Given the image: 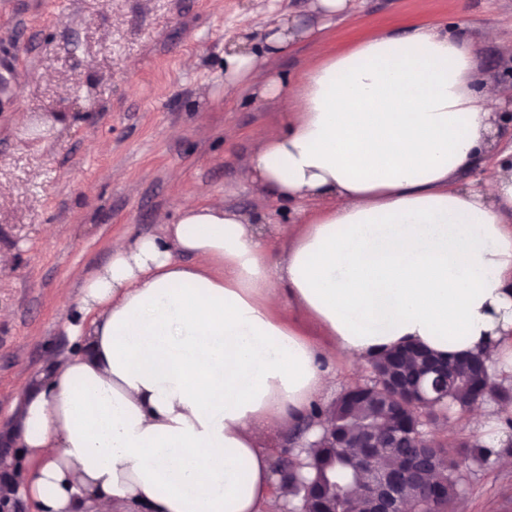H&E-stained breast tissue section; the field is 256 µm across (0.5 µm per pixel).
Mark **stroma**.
I'll use <instances>...</instances> for the list:
<instances>
[{
  "mask_svg": "<svg viewBox=\"0 0 512 512\" xmlns=\"http://www.w3.org/2000/svg\"><path fill=\"white\" fill-rule=\"evenodd\" d=\"M425 18L461 24L480 87L512 101V0H350L321 39H296L270 66L292 82L331 44ZM280 19L321 24L315 0H0V253L13 257L0 268V431L17 385L72 353L59 291L78 297L114 241L160 233L188 197L292 220L293 204L247 176L281 104L224 93L225 56ZM436 435L512 453V404L483 428L458 411ZM461 475L471 512H512V470Z\"/></svg>",
  "mask_w": 512,
  "mask_h": 512,
  "instance_id": "35a3bbf8",
  "label": "stroma"
}]
</instances>
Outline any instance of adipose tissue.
I'll list each match as a JSON object with an SVG mask.
<instances>
[{
    "mask_svg": "<svg viewBox=\"0 0 512 512\" xmlns=\"http://www.w3.org/2000/svg\"><path fill=\"white\" fill-rule=\"evenodd\" d=\"M270 26L227 56L224 92L283 102L249 161L257 189L309 200L278 227L185 200L158 235L120 239L62 295L73 357L18 389L32 512H269L271 443L336 382L407 346L482 357L512 382V179L458 175L496 150L502 101L475 87L467 38L430 21L331 50L287 83L266 65L296 38ZM294 304L321 334L282 316Z\"/></svg>",
    "mask_w": 512,
    "mask_h": 512,
    "instance_id": "ef3b65f1",
    "label": "adipose tissue"
}]
</instances>
